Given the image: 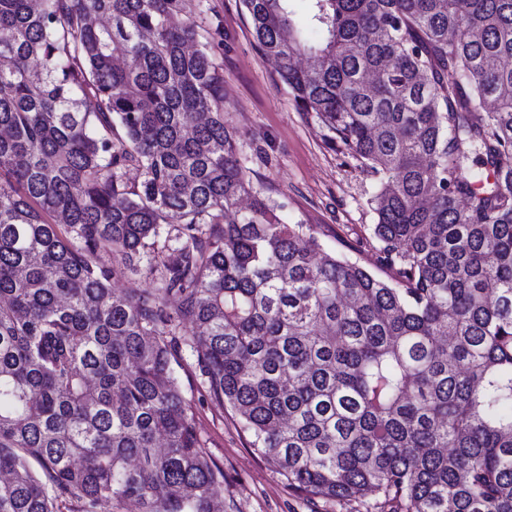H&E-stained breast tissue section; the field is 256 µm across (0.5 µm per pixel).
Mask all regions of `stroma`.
<instances>
[{
	"label": "stroma",
	"mask_w": 512,
	"mask_h": 512,
	"mask_svg": "<svg viewBox=\"0 0 512 512\" xmlns=\"http://www.w3.org/2000/svg\"><path fill=\"white\" fill-rule=\"evenodd\" d=\"M196 22L220 29L224 110L250 158L255 190L282 205L290 222L313 227L324 248L373 267L377 216L369 199L379 178L345 154L313 115L299 111L275 63L252 35L242 0H209ZM174 375L193 413L205 455L224 471L220 512H375L368 498L308 499L250 448L231 410L213 403L190 349Z\"/></svg>",
	"instance_id": "obj_1"
}]
</instances>
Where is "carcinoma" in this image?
<instances>
[{"instance_id":"1","label":"carcinoma","mask_w":512,"mask_h":512,"mask_svg":"<svg viewBox=\"0 0 512 512\" xmlns=\"http://www.w3.org/2000/svg\"><path fill=\"white\" fill-rule=\"evenodd\" d=\"M290 2L243 5L385 279L253 191L187 0H0V512H214L184 346L290 489L512 512V0Z\"/></svg>"}]
</instances>
